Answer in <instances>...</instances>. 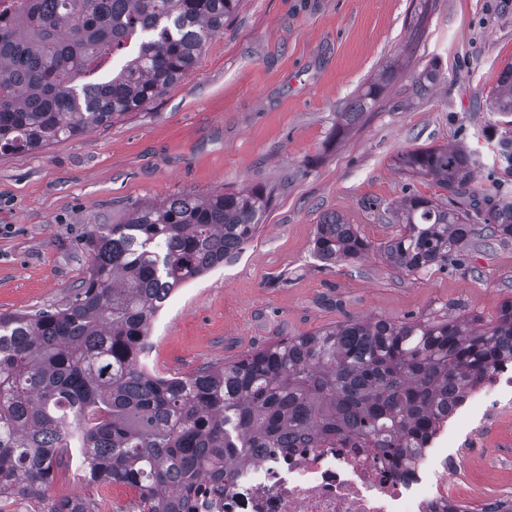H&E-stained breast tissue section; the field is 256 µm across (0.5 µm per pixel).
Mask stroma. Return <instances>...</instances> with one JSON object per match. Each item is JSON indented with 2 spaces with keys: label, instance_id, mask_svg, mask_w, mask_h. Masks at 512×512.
I'll list each match as a JSON object with an SVG mask.
<instances>
[{
  "label": "stroma",
  "instance_id": "1",
  "mask_svg": "<svg viewBox=\"0 0 512 512\" xmlns=\"http://www.w3.org/2000/svg\"><path fill=\"white\" fill-rule=\"evenodd\" d=\"M512 61V0H239L194 72L140 110L37 153L0 156V312L51 309L89 264V225L125 223L142 202L242 186L274 195L254 240L181 288L156 317L145 363L187 375L348 318L495 317L512 298V242L462 250L425 274L378 255L333 267L312 253L329 214L381 242L380 206L448 193L394 163L414 147L466 144L476 187L512 188L495 161L506 117L488 111ZM399 73L344 134L336 115L389 64ZM436 71L418 94L412 77ZM132 489L61 468L48 495L132 512Z\"/></svg>",
  "mask_w": 512,
  "mask_h": 512
}]
</instances>
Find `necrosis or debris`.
Returning a JSON list of instances; mask_svg holds the SVG:
<instances>
[{"label": "necrosis or debris", "mask_w": 512, "mask_h": 512, "mask_svg": "<svg viewBox=\"0 0 512 512\" xmlns=\"http://www.w3.org/2000/svg\"><path fill=\"white\" fill-rule=\"evenodd\" d=\"M475 415L453 455L422 451L410 465L392 468L382 455L328 438L306 448H258L253 464L228 470L223 482L199 483L189 512H512V440L496 436L512 418V364L468 396ZM484 449L481 476L501 482L479 500L452 496L448 479L469 468L472 449Z\"/></svg>", "instance_id": "necrosis-or-debris-1"}]
</instances>
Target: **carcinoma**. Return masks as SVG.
I'll return each mask as SVG.
<instances>
[{
  "label": "carcinoma",
  "instance_id": "carcinoma-1",
  "mask_svg": "<svg viewBox=\"0 0 512 512\" xmlns=\"http://www.w3.org/2000/svg\"><path fill=\"white\" fill-rule=\"evenodd\" d=\"M238 0H29L0 26V154L37 152L136 111L194 70L224 32ZM102 82H85L125 50ZM386 71L339 113L336 134L369 111ZM490 111L512 115V63ZM512 170V139L497 143ZM396 166L430 177L448 203L408 197L391 214L400 230L375 243L336 214L316 225L326 264L375 253L412 273L448 264L474 241H512V192L476 197L480 164L465 145L412 148ZM271 194L244 186L206 198L137 205L125 224H92L91 265L64 305L0 313V504L31 512H90L47 491L69 450L82 448L89 479L137 489L141 512H184L185 493L256 448L344 437L394 461L413 459L470 388L512 363V300L488 325L448 314L394 321L348 319L255 349L190 375H156L142 361L154 319L180 288L240 253L258 234Z\"/></svg>",
  "mask_w": 512,
  "mask_h": 512
}]
</instances>
